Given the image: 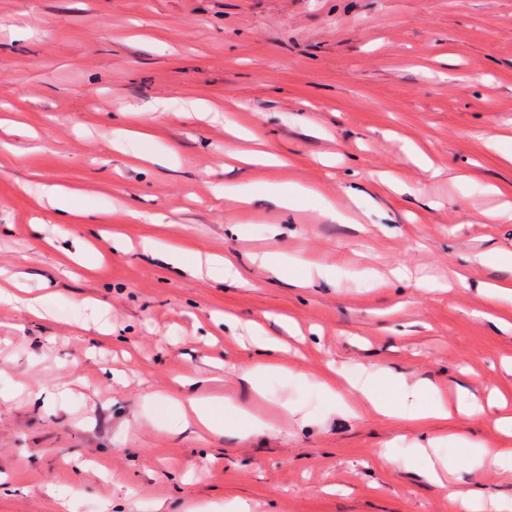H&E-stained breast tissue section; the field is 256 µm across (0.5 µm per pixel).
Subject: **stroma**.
<instances>
[{
	"label": "stroma",
	"mask_w": 512,
	"mask_h": 512,
	"mask_svg": "<svg viewBox=\"0 0 512 512\" xmlns=\"http://www.w3.org/2000/svg\"><path fill=\"white\" fill-rule=\"evenodd\" d=\"M142 131L132 142L124 130ZM270 151L284 165L229 159ZM264 181L310 187L294 208ZM94 224L66 222L55 189ZM512 0H0V277L52 296L0 303V512H464L512 501V302L474 262L512 251ZM231 259L212 280L143 239ZM307 262L308 284L262 257ZM407 277L381 287L370 271ZM86 298L76 312L71 300ZM112 334L100 338L101 320ZM289 374L245 378L264 337ZM387 370L479 405L438 485L414 448L455 426L318 381ZM260 419L225 436L175 422L170 397ZM394 446L407 463L382 467ZM473 453L468 461L470 468L474 469L483 465L487 456H493L495 462L505 469H512V448H497L493 450L485 449L483 445L471 446Z\"/></svg>",
	"instance_id": "35a3bbf8"
}]
</instances>
